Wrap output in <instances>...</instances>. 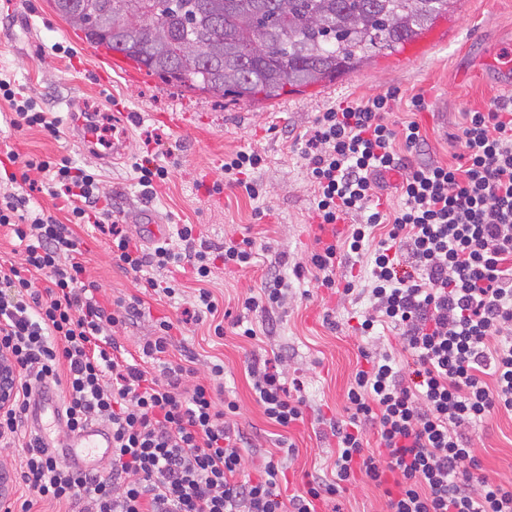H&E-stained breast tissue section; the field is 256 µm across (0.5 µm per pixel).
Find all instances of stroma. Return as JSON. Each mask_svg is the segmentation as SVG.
Returning <instances> with one entry per match:
<instances>
[{"mask_svg":"<svg viewBox=\"0 0 512 512\" xmlns=\"http://www.w3.org/2000/svg\"><path fill=\"white\" fill-rule=\"evenodd\" d=\"M432 32L434 41L418 55L376 56L330 83L275 100L244 102L190 91L146 75L130 62L109 66L105 49L86 43L51 0H0V75L21 84L36 100L50 102L62 120L56 136L20 132L11 128L10 110L0 102V154L11 149L22 155L66 157L99 171L102 203L131 236L139 234L137 213L149 212L171 235L177 225L190 224L196 238L216 246L246 236L264 243L265 251L249 269L216 263L209 287L220 311L240 314L243 299L263 287L271 260L280 261L290 284L288 302L271 317L252 314L258 340L236 335L229 325L218 337L208 323L185 320L197 287L192 273L156 272L158 290L146 289L139 275L113 263L107 236L86 224L74 229L87 277L107 297L137 295L144 302L137 321L118 330V343L137 353L139 344L153 336L157 320L165 317L174 324L169 360H193L202 376L211 364L223 363L224 394L238 401L241 427L252 442L250 474H257L268 454H275L283 462L291 494L301 492L309 476L332 468L336 439L329 422L346 418L345 393L365 356L388 351L404 372L413 368L398 330L386 329L373 340L359 335L357 319L368 308V299L311 288L309 275L296 273L317 249L320 235L314 192L300 155L302 141L318 113L390 90L398 95L393 120L417 122L426 159L448 163L461 151L456 137L464 110H480L493 97L512 94V87L498 83L486 63L488 57L500 58L512 50V0H456L452 18L438 22ZM416 94L425 98L424 111L412 109ZM72 110L115 121L124 136L120 154L111 159L87 154L65 122ZM173 112L188 113L187 126L172 128L166 117ZM249 149L267 157L256 174L265 188L263 198L252 200L228 187L219 193L201 188V181L223 178L225 155ZM136 155L167 167L169 181L157 184L152 193L143 192L130 166ZM172 278L181 285L180 296L173 299L161 291ZM255 355L281 358L287 388L304 401V421L289 432L268 421L252 396L246 367ZM284 433L296 446L290 458L278 449ZM474 444L489 480H512V417L493 416ZM384 510L382 491L361 483L349 485L322 506V512Z\"/></svg>","mask_w":512,"mask_h":512,"instance_id":"1","label":"stroma"}]
</instances>
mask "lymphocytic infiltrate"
<instances>
[{
    "label": "lymphocytic infiltrate",
    "instance_id": "obj_1",
    "mask_svg": "<svg viewBox=\"0 0 512 512\" xmlns=\"http://www.w3.org/2000/svg\"><path fill=\"white\" fill-rule=\"evenodd\" d=\"M0 99L10 105L13 129L58 134L59 117L12 80L0 78ZM395 101L386 92L320 113L302 157L320 223L358 219L344 244L370 257L371 306L360 334L382 323L400 330L414 378L406 380L389 354L358 368L347 416L331 427L334 475H313L288 496L280 489V463L267 461L255 476L245 472L240 405L223 396V365H213L204 382L192 367L165 361L173 343V324L165 319L142 346L144 357L164 360L161 374L128 361L109 331L138 313L141 301H101L77 258L73 227L91 224L109 235L120 269L167 271L186 263L203 284L212 256L196 247L193 225L146 251L102 206L97 173L66 158L7 153L14 166L8 182L44 174L47 192L65 200L68 217L59 221L26 197L0 193V228H9L21 257L0 264V350L18 369L15 401L0 412V446L22 448L19 481L30 493L17 505L1 501L0 512H31L37 499L69 512H317L319 502L359 479L382 490L386 512H512V482L490 481L472 443L473 431L493 414L512 415V95L465 111L455 164L410 160L424 138L414 121L392 128L387 114ZM264 162L256 151L228 155L226 182L212 192L237 186L259 198L252 175ZM391 172L400 175L401 203L387 214L377 178ZM380 226L386 232L379 236ZM404 261L411 266L406 273L399 270ZM41 276L46 286H38ZM287 299L288 280L272 267L233 328L255 338L251 313H272ZM248 372L269 421L285 430L303 421L302 400L288 394L276 371L252 365ZM50 383L60 389L69 433L95 421L111 431L105 467L59 461L38 433L27 431L31 398Z\"/></svg>",
    "mask_w": 512,
    "mask_h": 512
}]
</instances>
